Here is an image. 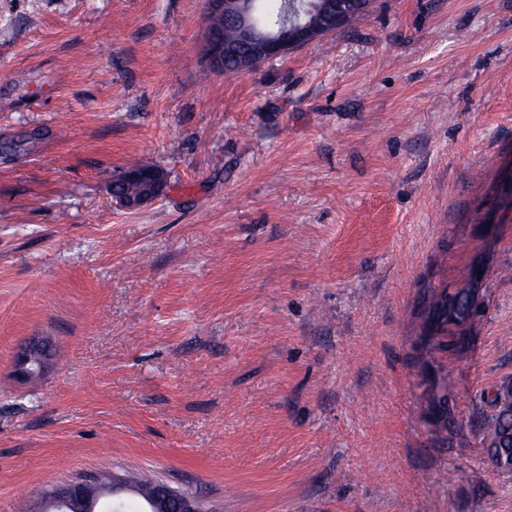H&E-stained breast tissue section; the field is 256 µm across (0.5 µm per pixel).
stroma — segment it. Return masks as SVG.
<instances>
[{
  "label": "stroma",
  "mask_w": 512,
  "mask_h": 512,
  "mask_svg": "<svg viewBox=\"0 0 512 512\" xmlns=\"http://www.w3.org/2000/svg\"><path fill=\"white\" fill-rule=\"evenodd\" d=\"M207 29L0 0V512L146 470L212 512H512L476 433L512 380V0H374L235 75ZM135 165L166 187L128 210ZM474 285L435 351L433 289Z\"/></svg>",
  "instance_id": "stroma-1"
}]
</instances>
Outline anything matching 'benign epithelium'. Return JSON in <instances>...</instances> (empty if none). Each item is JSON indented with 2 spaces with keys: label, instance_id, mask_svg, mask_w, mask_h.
<instances>
[{
  "label": "benign epithelium",
  "instance_id": "1",
  "mask_svg": "<svg viewBox=\"0 0 512 512\" xmlns=\"http://www.w3.org/2000/svg\"><path fill=\"white\" fill-rule=\"evenodd\" d=\"M350 0H331L330 9L321 16L318 30L328 25L345 24L349 14ZM261 0H208V19L223 21L224 25H209L203 46V55L207 65L214 70L224 69V55L234 52V48L247 49L240 58L239 69H249L267 60L282 58L291 51L315 41V29L307 22H295L279 33L262 30L258 25ZM235 34L232 46L224 43V29ZM121 178L125 180L146 181L141 193L136 197H117L127 208H136L158 198L164 189V183L141 177L125 171ZM25 375L33 376L41 372L46 351L36 348L23 356ZM139 497L138 487L127 477L112 475L105 482L99 475H90L81 479L55 486L45 491L41 497L37 512H97L100 501L109 502V509L122 512L128 496ZM142 512H212L207 505L186 489L176 488L167 482L157 480L150 494L144 496Z\"/></svg>",
  "mask_w": 512,
  "mask_h": 512
}]
</instances>
